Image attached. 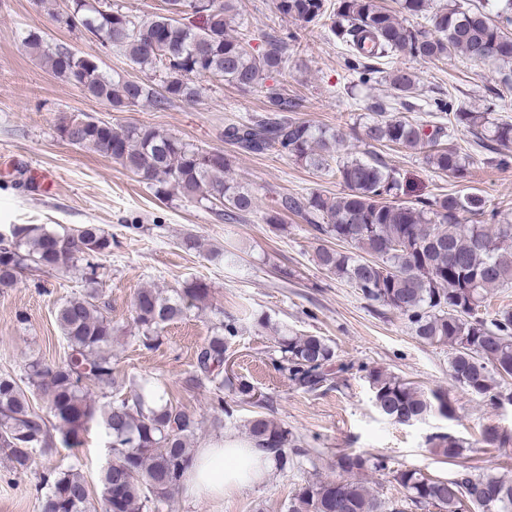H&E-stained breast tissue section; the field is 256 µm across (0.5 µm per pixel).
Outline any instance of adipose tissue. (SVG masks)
<instances>
[{
    "label": "adipose tissue",
    "instance_id": "ef3b65f1",
    "mask_svg": "<svg viewBox=\"0 0 512 512\" xmlns=\"http://www.w3.org/2000/svg\"><path fill=\"white\" fill-rule=\"evenodd\" d=\"M274 465L272 453L233 438L222 439L192 458L186 490L194 498L221 500L267 477Z\"/></svg>",
    "mask_w": 512,
    "mask_h": 512
}]
</instances>
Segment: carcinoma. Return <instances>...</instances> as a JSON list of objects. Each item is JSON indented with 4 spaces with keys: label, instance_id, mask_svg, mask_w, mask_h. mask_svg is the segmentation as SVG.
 <instances>
[{
    "label": "carcinoma",
    "instance_id": "1",
    "mask_svg": "<svg viewBox=\"0 0 512 512\" xmlns=\"http://www.w3.org/2000/svg\"><path fill=\"white\" fill-rule=\"evenodd\" d=\"M181 0H163L159 12L138 20L114 5L101 10V0H72L79 6L81 24L101 46L124 52L141 70L159 76V82L109 77L92 55L48 44L30 31L24 45L55 74L116 110L148 105L163 111L176 101L192 102L201 94L200 81L218 77L243 92L260 86L274 73L288 72V50L300 44L310 28L328 29L345 51L352 81L362 85L383 79L392 89L391 106L416 111L409 101L416 75L393 65L397 54L433 61L458 54L470 63L492 62L500 68V83L512 90V5L489 13L483 5L467 7L450 2L430 10L431 0H400L410 16L426 24L412 25L387 9L382 0H276L278 14L295 28L262 35L263 48L251 42L256 34L228 32L233 0H204L199 24L174 9ZM505 96L497 92L482 112H473L453 99L429 103L432 125L413 117L392 114L387 104L370 107L365 120L349 130L323 128L288 116L301 106L281 89L266 91L267 115L232 124L224 138L245 152L276 150L315 171L336 175L347 191L337 197L311 192L285 195L279 210L301 215L319 235L347 244L352 250L322 246L316 264L357 289L364 298L398 311L423 343L448 348V374L454 385L494 405L503 396V384L512 379V308L488 311V295L512 288V221L484 197L458 193L401 201L396 172L383 162L377 148L399 146L420 156L425 165L449 173L461 182L469 178L472 154L462 151L452 137L464 127L476 151L490 166L512 167V121L494 113ZM76 146L102 155L112 147L111 159L153 190L159 199L177 192L232 220L256 208V197L231 175V160L218 150L186 143L151 127L116 128L87 116ZM361 149L339 155L348 135ZM112 238L95 224L58 233L42 224H14L10 238L0 243V288H11L26 268L77 271L89 285L86 293L65 301L56 311L57 327L67 347L66 359L47 365L27 361L19 377L0 375V455L12 468L27 472L34 455L54 444L58 432L63 444L82 446L92 424L103 428L112 460L103 468L98 491L92 492L83 473L73 467L42 475L47 489L42 512H87L97 499L107 512H158L184 483L192 447L201 421L173 403L166 392L145 378L130 383L128 395L111 400L112 324L110 306L95 288L103 275L100 256L110 252ZM210 288L191 281L170 295L160 288H142L134 299V337L146 349L155 348L163 328L182 319L187 303L204 302ZM232 320L197 350L194 370L185 378L189 391L211 387L218 409L221 393L254 402L255 388L242 378L223 375L226 352L237 336ZM275 367L295 387L314 392L328 381L336 351L319 335L280 336ZM378 412L398 424L430 416H456L448 392L422 391L405 379L376 369L368 373ZM102 392L100 402L89 386ZM45 404L40 413L34 397ZM248 440L270 449L278 466H295L300 449L293 447L288 428L258 413L247 420ZM432 450L446 459H466L478 452L471 443L449 434L431 439ZM386 469L374 456L342 453L336 456V476H315L298 485L283 512H406L434 509L462 512H512V468L480 472L461 464L448 480L416 469H396L393 480L404 498L385 501L361 478L366 471Z\"/></svg>",
    "mask_w": 512,
    "mask_h": 512
}]
</instances>
